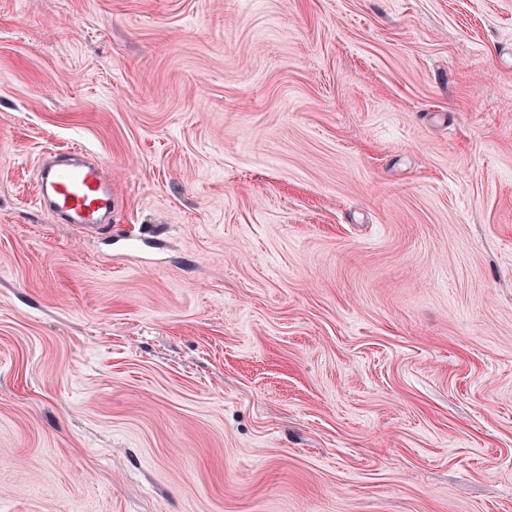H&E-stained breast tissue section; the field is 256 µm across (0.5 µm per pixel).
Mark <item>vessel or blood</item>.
Wrapping results in <instances>:
<instances>
[{
    "instance_id": "vessel-or-blood-1",
    "label": "vessel or blood",
    "mask_w": 512,
    "mask_h": 512,
    "mask_svg": "<svg viewBox=\"0 0 512 512\" xmlns=\"http://www.w3.org/2000/svg\"><path fill=\"white\" fill-rule=\"evenodd\" d=\"M36 198L50 220L85 229L97 228L112 215V184L103 166L81 147L45 154Z\"/></svg>"
}]
</instances>
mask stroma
Here are the masks:
<instances>
[{
	"label": "stroma",
	"mask_w": 512,
	"mask_h": 512,
	"mask_svg": "<svg viewBox=\"0 0 512 512\" xmlns=\"http://www.w3.org/2000/svg\"><path fill=\"white\" fill-rule=\"evenodd\" d=\"M0 512H512V0H0ZM90 156L82 147L45 154L36 199L51 222L96 229L112 217V183L103 166Z\"/></svg>",
	"instance_id": "obj_1"
}]
</instances>
